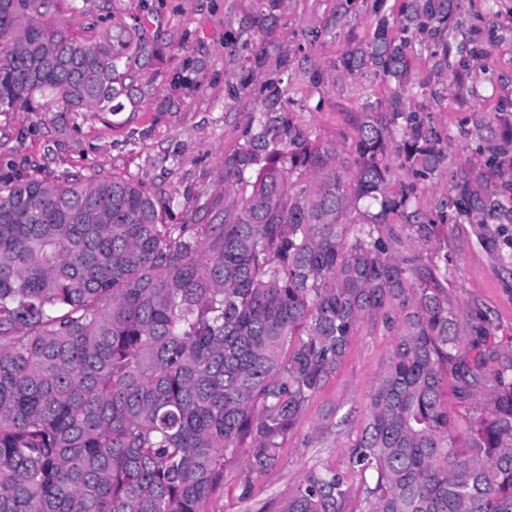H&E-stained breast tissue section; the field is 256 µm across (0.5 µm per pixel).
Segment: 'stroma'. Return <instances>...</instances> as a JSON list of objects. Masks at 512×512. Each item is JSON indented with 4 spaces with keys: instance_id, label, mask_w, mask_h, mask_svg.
I'll return each instance as SVG.
<instances>
[{
    "instance_id": "1",
    "label": "stroma",
    "mask_w": 512,
    "mask_h": 512,
    "mask_svg": "<svg viewBox=\"0 0 512 512\" xmlns=\"http://www.w3.org/2000/svg\"><path fill=\"white\" fill-rule=\"evenodd\" d=\"M127 23L144 18L143 34L160 53L141 71L138 104L110 120L92 113L55 120L50 112H0V177L55 178L97 171L139 177L146 189L174 199L173 221L205 224L192 206L200 194L224 188V158L246 141L253 113L289 102L295 122L312 136L336 141L353 134L362 92L386 98L373 73L336 72L349 39H363L373 16L363 0L350 14V38H330L323 28L334 0H284L272 23L257 27L267 0H111ZM463 36L484 44L499 36L484 69H472L467 87L448 83L444 99L412 96L455 136L448 169L420 187V205L453 185L460 166L481 167L479 121L488 112L512 113V0L486 12L484 0H463ZM266 50V64L253 55ZM326 82L310 86L312 67ZM453 262L448 305L485 312L499 353L512 352V224H476L461 216L440 238ZM393 337L381 320L364 322L325 387L285 438L278 464L260 474L232 467L210 512H258L285 501L312 469L341 468L365 421L369 397L383 373Z\"/></svg>"
}]
</instances>
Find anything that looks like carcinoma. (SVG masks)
<instances>
[{"mask_svg": "<svg viewBox=\"0 0 512 512\" xmlns=\"http://www.w3.org/2000/svg\"><path fill=\"white\" fill-rule=\"evenodd\" d=\"M0 0V112L136 104L157 47L100 28L99 0ZM355 0H336L338 36ZM371 32L336 69L391 86L365 98L349 148L288 112L250 118L224 159L238 202L194 200L213 224H171L132 176L0 179V512H208L226 470L277 465L282 442L361 324L394 336L345 467L306 473L279 512H512V358L489 320L448 309V215L512 222V118L481 124L483 169L432 209L420 184L451 163L448 129L406 94L427 58L465 85L495 47L458 41L460 0H372ZM407 179L391 186L395 169ZM453 383H448V380ZM471 405L453 416L445 387ZM374 476L367 473L365 477L353 476L349 482V512H369L370 503L367 500L366 487L372 486Z\"/></svg>", "mask_w": 512, "mask_h": 512, "instance_id": "1", "label": "carcinoma"}]
</instances>
